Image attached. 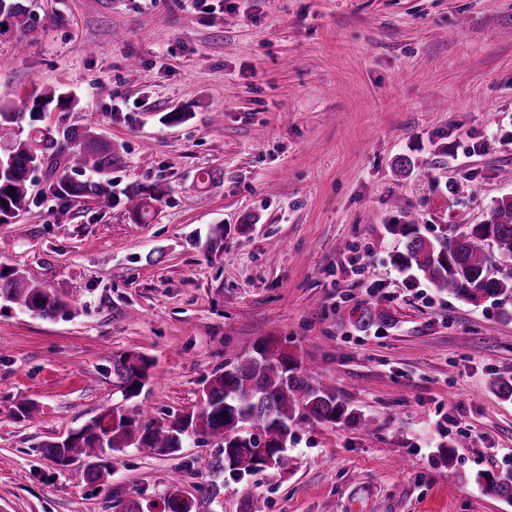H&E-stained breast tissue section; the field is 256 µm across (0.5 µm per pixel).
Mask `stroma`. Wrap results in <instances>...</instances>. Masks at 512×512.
Listing matches in <instances>:
<instances>
[{
	"mask_svg": "<svg viewBox=\"0 0 512 512\" xmlns=\"http://www.w3.org/2000/svg\"><path fill=\"white\" fill-rule=\"evenodd\" d=\"M27 4L37 36L0 37V99L72 93L43 125H90L121 161L112 208L62 203L43 168L30 208L0 224V271L71 306L43 319L0 301V512H126L161 502L178 470L195 493L212 449L192 438L174 454L126 449L100 485L41 445L109 407L190 412L268 337L375 430L303 424L290 469L227 481L214 512H512L475 481L512 476V400L495 391L512 380L498 315L512 301L474 306L409 279L386 230L412 218L433 240L512 197V0ZM130 183L161 190L148 223L120 200ZM370 306L392 326L357 328ZM130 351L152 377L126 401L112 357ZM445 444L449 467L435 461Z\"/></svg>",
	"mask_w": 512,
	"mask_h": 512,
	"instance_id": "stroma-1",
	"label": "stroma"
}]
</instances>
